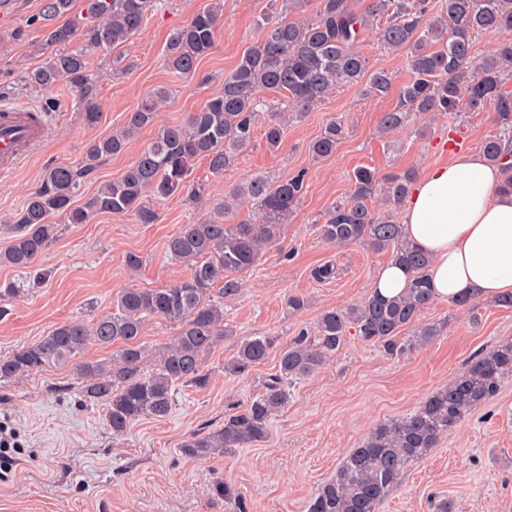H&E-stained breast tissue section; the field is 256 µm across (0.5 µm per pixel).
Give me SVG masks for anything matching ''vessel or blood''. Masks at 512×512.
I'll list each match as a JSON object with an SVG mask.
<instances>
[{"label": "vessel or blood", "mask_w": 512, "mask_h": 512, "mask_svg": "<svg viewBox=\"0 0 512 512\" xmlns=\"http://www.w3.org/2000/svg\"><path fill=\"white\" fill-rule=\"evenodd\" d=\"M44 136V121L32 119L28 108L0 109V171L11 170Z\"/></svg>", "instance_id": "obj_1"}]
</instances>
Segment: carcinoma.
Segmentation results:
<instances>
[{"instance_id": "1", "label": "carcinoma", "mask_w": 512, "mask_h": 512, "mask_svg": "<svg viewBox=\"0 0 512 512\" xmlns=\"http://www.w3.org/2000/svg\"><path fill=\"white\" fill-rule=\"evenodd\" d=\"M71 5L72 0H40L29 25L44 31L39 46L43 61L27 72L25 81L35 88L63 85L67 95L44 100L42 111L69 107L92 129L101 119L94 57L128 44L164 2L85 0L83 16L58 23L70 13ZM223 13V0H212L208 8L170 33L165 62L171 72H195L214 48ZM375 17L384 20L381 46L390 52L407 51L411 74L399 87V105L382 114V130L403 126L415 112H467L489 106L500 133L486 140L482 151L488 160L503 166L506 185L512 188V162L502 152L503 142L512 141V94L503 90L504 76L512 72V43H502L481 58L474 50L477 36L512 31V0H438L436 10L431 0H370L363 13L355 10L352 0H319L309 19L264 15L261 39L224 75L223 92L189 113L184 123L160 128L136 159L118 177L102 184L84 205H74L82 182L101 159L121 153L142 128L155 123L168 91L159 88L143 95L121 130L92 140L82 167L49 168L14 216L12 240L0 251V266L33 268L58 236V225L51 222L54 216L85 224L100 213H133L139 223L152 224L157 213L144 205L147 196L185 193L198 202L204 188L191 183L194 162L203 158L211 173L223 174L252 145L263 112L267 113L265 141L274 149L288 123L304 118L341 85L363 82L367 94H387L393 74L383 68L369 69L359 49L363 32ZM265 91L281 97L277 107L261 96ZM341 134V123L330 120L313 142L312 153L333 155ZM416 178L412 168L383 179L369 168L357 169L349 200L332 205L326 223L317 228L328 245L363 243L387 254L390 262L409 274L404 293L385 298L372 292L358 304L328 308L313 332L302 333L286 347H277L270 336L242 341L224 363L225 373L246 376L274 351L276 371L265 380L261 394L224 418L223 427L184 442L186 455L207 460L218 452L265 441L273 416L288 403V388L330 361L351 332L389 356L439 335L437 324L420 322L435 300L428 277L430 259L407 241L403 225L396 220ZM305 189L306 173L299 170L277 183L258 175L232 188L223 200H208L206 216L180 225L165 245L164 258L189 270L184 279L167 288L125 289L114 298L112 310L94 322H63L39 342L0 355V381L74 360L82 396L107 403L112 435H124L143 417H167L176 386L209 384V373L203 368L205 355L234 335L224 323L223 299L238 294L240 276L254 269L263 249L279 241L283 223ZM378 196L386 205L383 212L369 206ZM242 199L256 204L260 223H227ZM215 291L220 298L214 297ZM154 319L174 325L175 332L150 352L141 337ZM409 325L416 332L404 340L400 333ZM91 345L111 353L97 360H78ZM509 376L512 342L471 361L413 412L376 427L318 488L306 505L307 512H376L407 468L436 447L469 411L492 400Z\"/></svg>"}]
</instances>
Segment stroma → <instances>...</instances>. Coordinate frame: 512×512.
Listing matches in <instances>:
<instances>
[{"label":"stroma","instance_id":"1","mask_svg":"<svg viewBox=\"0 0 512 512\" xmlns=\"http://www.w3.org/2000/svg\"><path fill=\"white\" fill-rule=\"evenodd\" d=\"M209 2L165 0L130 43L95 57L102 108L97 128H85L70 110L45 113L44 141L13 170L0 172V250L11 241L13 215L46 169L82 166L90 141L121 129L145 93L169 91L157 125L143 128L124 153L101 161L85 179L78 203L119 176L158 125L182 123L221 90L225 73L259 39L258 23L269 0H224L210 54L194 74L169 72L164 54L171 30ZM39 8V0H8L0 9L10 18L9 30L0 34V105L37 110L48 94L24 82L26 72L42 61L37 48L43 33L28 24ZM398 104L396 92L378 98L367 95L363 85H342L304 120L289 124L277 149L268 148L258 132L222 176H214L205 160L196 161L193 178L213 199L257 175L278 181L307 172L306 191L280 240L245 274L240 293L224 301V319L234 334L206 357L209 385L177 388L167 418L142 419L116 438L105 403L81 401L72 367L0 382V425L14 429L23 448L9 481H0V512H238L233 502L214 495L220 481L233 484L245 512H306L316 489L377 425L412 412L473 357L512 341V308L483 300L465 311L438 299L424 319L439 324L440 334L398 358L348 336L332 360L290 387L266 441L206 462L182 450L192 434L222 427L225 416L241 410L274 373L271 357L248 377L225 374L237 342L273 336L289 343L312 328L324 309L346 307L371 292L377 271L389 262L387 254L358 243L332 247L317 232L329 207L349 198L354 172L361 167L381 175L408 167L421 172L453 160L446 148L449 136L460 135L468 152L499 131L494 111L486 109L434 119L414 115L401 128L380 133L382 113ZM334 117L343 123L337 149L315 158L310 146ZM145 203L157 211L156 223L114 213L95 215L86 224L65 223L32 272L0 267V288L26 287L6 302L0 316V354L38 342L61 322L111 311L123 289L165 288L187 276L184 266L162 255L169 237L201 218L202 210L183 194L161 201L149 197ZM130 253L142 259L134 272L125 265ZM327 262L337 269L335 279L316 282L314 269ZM292 294L307 300L300 312L288 307ZM443 497L454 512H512V378L504 379L495 399L469 412L414 462L378 512H433V501Z\"/></svg>","mask_w":512,"mask_h":512}]
</instances>
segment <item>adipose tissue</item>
<instances>
[{
    "instance_id": "obj_1",
    "label": "adipose tissue",
    "mask_w": 512,
    "mask_h": 512,
    "mask_svg": "<svg viewBox=\"0 0 512 512\" xmlns=\"http://www.w3.org/2000/svg\"><path fill=\"white\" fill-rule=\"evenodd\" d=\"M405 236L431 258L436 297L512 292V190L478 151L427 168L403 211Z\"/></svg>"
}]
</instances>
